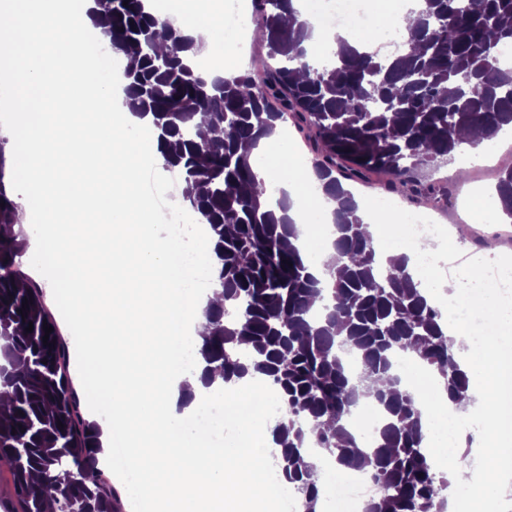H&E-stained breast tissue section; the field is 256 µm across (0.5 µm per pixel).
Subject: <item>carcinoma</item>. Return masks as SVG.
Here are the masks:
<instances>
[{"instance_id":"1","label":"carcinoma","mask_w":512,"mask_h":512,"mask_svg":"<svg viewBox=\"0 0 512 512\" xmlns=\"http://www.w3.org/2000/svg\"><path fill=\"white\" fill-rule=\"evenodd\" d=\"M97 2L101 34L131 57L125 104L151 117L166 167L183 175L191 217L209 228L212 286L224 306L204 311V371H221L227 384L250 369L266 377L279 409L277 470L305 512L325 498L305 461L314 448L341 469L370 474L380 495L364 512H448V475L431 462L422 405L395 359L415 353L441 369L454 402L471 398L470 377L408 258L380 257L345 184L380 172L390 191L445 195L422 184L425 170L451 159L465 131L491 142L512 125V69L496 52L512 41V0H422L407 30L411 51L361 52L341 39L324 65L301 47L310 25L295 18L293 0H254L268 60L260 82L250 73L210 78L199 56L185 63L178 52L191 48V37L144 0ZM163 40L170 51L159 49ZM288 118L315 129L314 170L335 203L336 237L320 278L297 245L291 200L267 197L249 158ZM204 126L216 136L200 138ZM3 160L0 146V386L11 399L0 410V461L13 476V512H48L49 502L57 512H113L98 427L78 415L66 345L39 286L19 272L24 238L14 230L20 211L7 195ZM496 192L511 221L512 168L500 173ZM363 402L384 414L370 447L350 424Z\"/></svg>"}]
</instances>
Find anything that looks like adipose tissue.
Instances as JSON below:
<instances>
[{"label": "adipose tissue", "mask_w": 512, "mask_h": 512, "mask_svg": "<svg viewBox=\"0 0 512 512\" xmlns=\"http://www.w3.org/2000/svg\"><path fill=\"white\" fill-rule=\"evenodd\" d=\"M96 0H83L78 25L59 12L57 0H5L0 14V65L18 101L8 116L19 174L18 204L42 229L20 259L24 276H38L49 288H65L79 332L77 342L86 379L107 405L101 422L102 455L111 451V423L125 428L131 463L156 512H245L264 494L265 460L271 426L263 413L241 424L221 454L181 428L177 400L191 395L195 411L218 395L258 403L264 384L254 377L238 387L221 373L177 368L170 352L171 325L182 321L198 344L205 309L218 303L209 289L191 312L175 303L170 267L172 242L160 236L152 209L139 188L144 163L163 168L154 139L126 133L112 108L113 87L92 60L71 61L81 26L90 24ZM194 38L201 52L220 59L224 76L236 73L224 56L223 14L213 0L187 14L175 5L166 14ZM265 163L256 171L265 184H279L303 215L330 209L312 170L291 167L289 147L277 139L262 145ZM484 391L488 375L512 379V361L495 348L470 354L465 363Z\"/></svg>", "instance_id": "adipose-tissue-1"}]
</instances>
